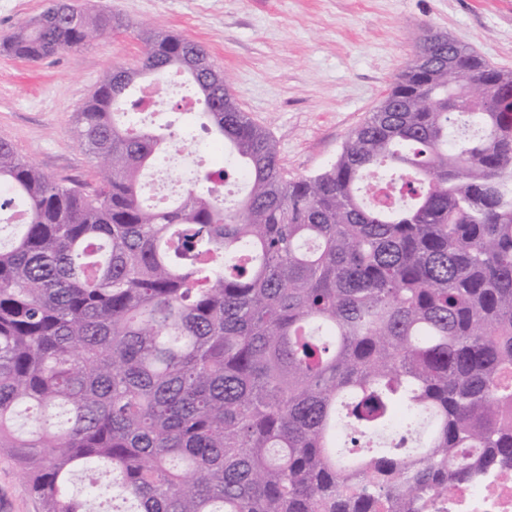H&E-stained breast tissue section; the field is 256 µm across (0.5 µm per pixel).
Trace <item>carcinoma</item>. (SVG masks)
<instances>
[{"label": "carcinoma", "instance_id": "obj_1", "mask_svg": "<svg viewBox=\"0 0 512 512\" xmlns=\"http://www.w3.org/2000/svg\"><path fill=\"white\" fill-rule=\"evenodd\" d=\"M39 17L3 50L127 26ZM141 37L76 113L94 181L0 138V212L26 209L0 242V452L43 512H427L512 462V71L429 29L331 167L287 179L197 43ZM171 71L233 166L158 208L139 175L187 142L131 121L130 89Z\"/></svg>", "mask_w": 512, "mask_h": 512}]
</instances>
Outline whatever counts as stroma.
<instances>
[{"label":"stroma","mask_w":512,"mask_h":512,"mask_svg":"<svg viewBox=\"0 0 512 512\" xmlns=\"http://www.w3.org/2000/svg\"><path fill=\"white\" fill-rule=\"evenodd\" d=\"M131 30L78 54L31 63L0 52V137L45 174L90 182L94 165L75 117L109 67H137L150 23L202 45L243 112L273 137L287 178L323 171L404 68L425 27L512 71V0H98ZM188 81L166 99L162 124L199 134L184 114ZM0 512H42L12 457L0 454Z\"/></svg>","instance_id":"obj_1"}]
</instances>
